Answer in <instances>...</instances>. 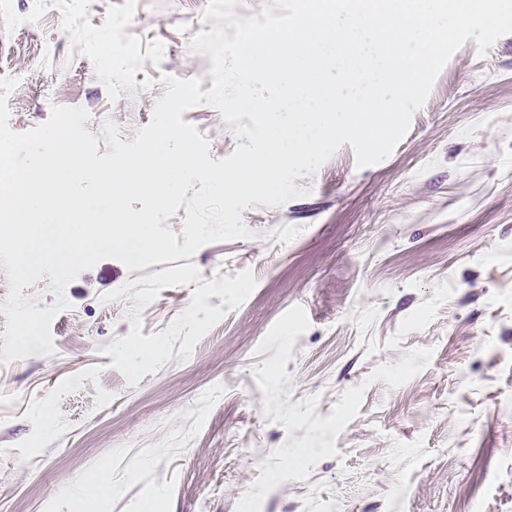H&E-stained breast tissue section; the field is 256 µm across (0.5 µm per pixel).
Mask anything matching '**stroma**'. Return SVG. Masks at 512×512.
<instances>
[{
    "label": "stroma",
    "mask_w": 512,
    "mask_h": 512,
    "mask_svg": "<svg viewBox=\"0 0 512 512\" xmlns=\"http://www.w3.org/2000/svg\"><path fill=\"white\" fill-rule=\"evenodd\" d=\"M208 0H0L9 125L130 142L212 86ZM212 159L209 104L182 115ZM250 237L66 288L54 355L0 364V512H512V34L450 58L379 163L343 144ZM156 359L134 364L129 346ZM110 489L108 479L101 474L96 475L88 493L80 500V509L82 511L92 510L98 504L99 499L106 495Z\"/></svg>",
    "instance_id": "stroma-1"
}]
</instances>
